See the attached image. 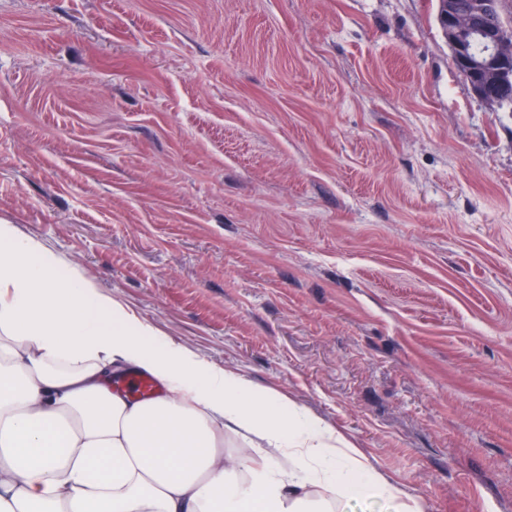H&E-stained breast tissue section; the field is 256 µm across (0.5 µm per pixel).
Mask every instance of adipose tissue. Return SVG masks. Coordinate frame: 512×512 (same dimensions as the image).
<instances>
[{
  "instance_id": "1",
  "label": "adipose tissue",
  "mask_w": 512,
  "mask_h": 512,
  "mask_svg": "<svg viewBox=\"0 0 512 512\" xmlns=\"http://www.w3.org/2000/svg\"><path fill=\"white\" fill-rule=\"evenodd\" d=\"M131 374L163 394L115 386ZM228 429L284 464L225 456ZM324 490L422 512L346 436L61 279L0 224V512H324Z\"/></svg>"
}]
</instances>
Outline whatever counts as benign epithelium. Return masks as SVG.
Here are the masks:
<instances>
[{
    "label": "benign epithelium",
    "instance_id": "7a95c632",
    "mask_svg": "<svg viewBox=\"0 0 512 512\" xmlns=\"http://www.w3.org/2000/svg\"><path fill=\"white\" fill-rule=\"evenodd\" d=\"M493 8L490 0H475L463 14L457 0H444L440 19L455 67L470 91L486 106L498 108L504 91L512 89V27L486 22Z\"/></svg>",
    "mask_w": 512,
    "mask_h": 512
}]
</instances>
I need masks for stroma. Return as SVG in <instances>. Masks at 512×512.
Wrapping results in <instances>:
<instances>
[{
    "label": "stroma",
    "instance_id": "stroma-1",
    "mask_svg": "<svg viewBox=\"0 0 512 512\" xmlns=\"http://www.w3.org/2000/svg\"><path fill=\"white\" fill-rule=\"evenodd\" d=\"M0 224L423 512H512V114L435 0H0Z\"/></svg>",
    "mask_w": 512,
    "mask_h": 512
}]
</instances>
